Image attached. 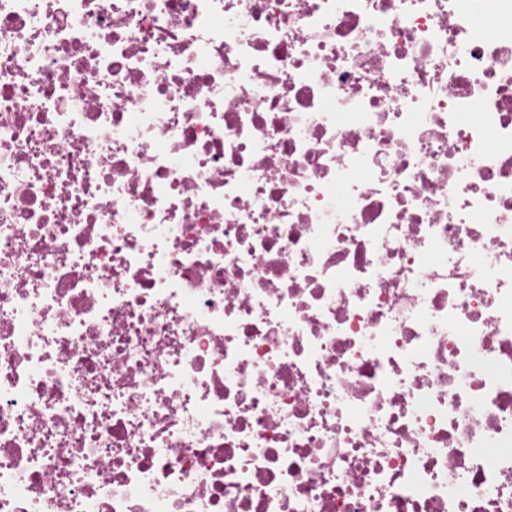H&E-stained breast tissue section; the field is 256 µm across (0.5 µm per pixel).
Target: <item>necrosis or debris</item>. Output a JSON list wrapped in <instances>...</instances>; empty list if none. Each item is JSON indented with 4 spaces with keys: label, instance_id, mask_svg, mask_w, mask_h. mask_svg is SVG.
Wrapping results in <instances>:
<instances>
[{
    "label": "necrosis or debris",
    "instance_id": "obj_1",
    "mask_svg": "<svg viewBox=\"0 0 512 512\" xmlns=\"http://www.w3.org/2000/svg\"><path fill=\"white\" fill-rule=\"evenodd\" d=\"M0 512H512V0H0Z\"/></svg>",
    "mask_w": 512,
    "mask_h": 512
}]
</instances>
